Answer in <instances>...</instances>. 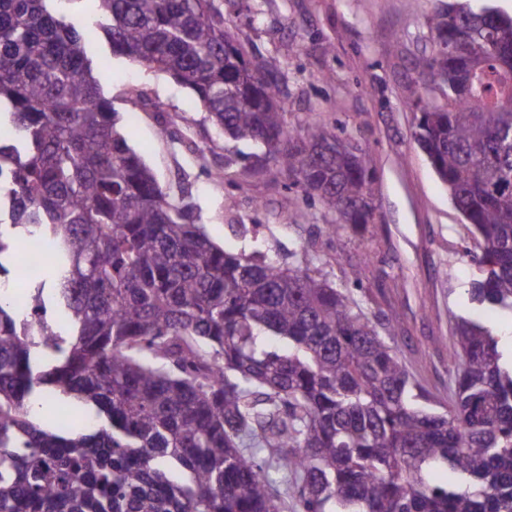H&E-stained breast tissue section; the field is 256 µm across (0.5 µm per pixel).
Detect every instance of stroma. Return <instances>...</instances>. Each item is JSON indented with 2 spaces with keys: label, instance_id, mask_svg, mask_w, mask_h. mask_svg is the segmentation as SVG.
Masks as SVG:
<instances>
[{
  "label": "stroma",
  "instance_id": "35a3bbf8",
  "mask_svg": "<svg viewBox=\"0 0 512 512\" xmlns=\"http://www.w3.org/2000/svg\"><path fill=\"white\" fill-rule=\"evenodd\" d=\"M440 0H220L247 58L275 71L287 126L319 122L356 140L375 168L368 224L328 236L334 217L279 166L225 140L190 90L98 40L103 93L167 199L190 205L228 252H259L347 290L415 380L448 404L452 314L468 309L476 249L417 146L416 63ZM362 269L361 283L351 272Z\"/></svg>",
  "mask_w": 512,
  "mask_h": 512
}]
</instances>
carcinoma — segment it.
<instances>
[{
	"label": "carcinoma",
	"instance_id": "obj_1",
	"mask_svg": "<svg viewBox=\"0 0 512 512\" xmlns=\"http://www.w3.org/2000/svg\"><path fill=\"white\" fill-rule=\"evenodd\" d=\"M0 0V226L55 246L24 303L0 295V512H512V16L446 0L428 18L414 132L477 241L475 315L440 413L353 297L212 243L119 128L90 49L168 73L225 138L368 222L365 151L288 129L276 74L224 37L213 0ZM63 408L68 426L47 411ZM457 476L436 483L432 472Z\"/></svg>",
	"mask_w": 512,
	"mask_h": 512
}]
</instances>
